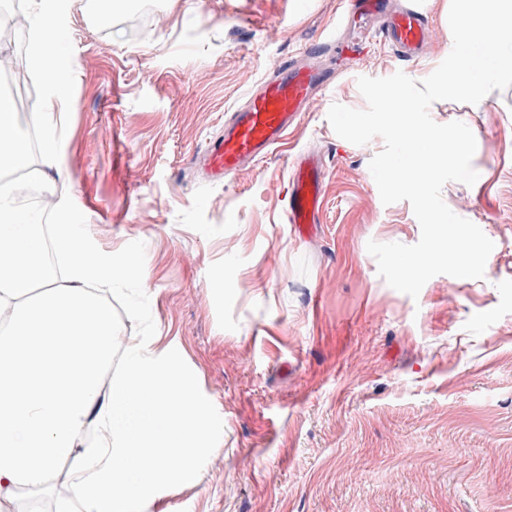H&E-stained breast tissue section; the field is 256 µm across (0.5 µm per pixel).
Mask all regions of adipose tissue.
<instances>
[{"mask_svg": "<svg viewBox=\"0 0 512 512\" xmlns=\"http://www.w3.org/2000/svg\"><path fill=\"white\" fill-rule=\"evenodd\" d=\"M53 243L61 280L29 268L43 238L0 184V512L45 490L64 459L77 493L60 512H147L198 477L216 443L213 403L173 343L136 342L106 377L119 333L101 291L128 271L68 217Z\"/></svg>", "mask_w": 512, "mask_h": 512, "instance_id": "adipose-tissue-1", "label": "adipose tissue"}]
</instances>
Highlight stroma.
<instances>
[{"label":"stroma","mask_w":512,"mask_h":512,"mask_svg":"<svg viewBox=\"0 0 512 512\" xmlns=\"http://www.w3.org/2000/svg\"><path fill=\"white\" fill-rule=\"evenodd\" d=\"M435 35L406 64L377 49L315 100L300 128L232 181L194 160L260 78L335 37L343 0H112L102 22L71 0L76 86L59 163L98 245L129 264L113 284L121 348L175 341L214 402L224 444L199 480L151 512H512V88L438 101L477 149L474 185L442 198L492 240L480 279L438 275L418 298L379 276L369 240L412 245L409 202L383 204L369 171L381 138L338 137L332 104L365 108L360 76L432 73ZM319 152L324 205L311 237L286 206L293 155Z\"/></svg>","instance_id":"35a3bbf8"}]
</instances>
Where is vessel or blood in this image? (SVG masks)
I'll return each instance as SVG.
<instances>
[{
    "mask_svg": "<svg viewBox=\"0 0 512 512\" xmlns=\"http://www.w3.org/2000/svg\"><path fill=\"white\" fill-rule=\"evenodd\" d=\"M347 9L357 20L371 23V30L359 38L307 48L300 57L286 60L260 79L244 105L227 115L223 134L206 144L200 167L204 180L226 182L257 165L300 124L315 97L336 79L335 70L321 65V57L330 55L345 65L380 40L400 61L413 63L424 55L432 38L433 26L416 0L403 6L395 0H347ZM324 178L321 157L296 154L287 205V219L296 232L319 223Z\"/></svg>",
    "mask_w": 512,
    "mask_h": 512,
    "instance_id": "obj_1",
    "label": "vessel or blood"
}]
</instances>
